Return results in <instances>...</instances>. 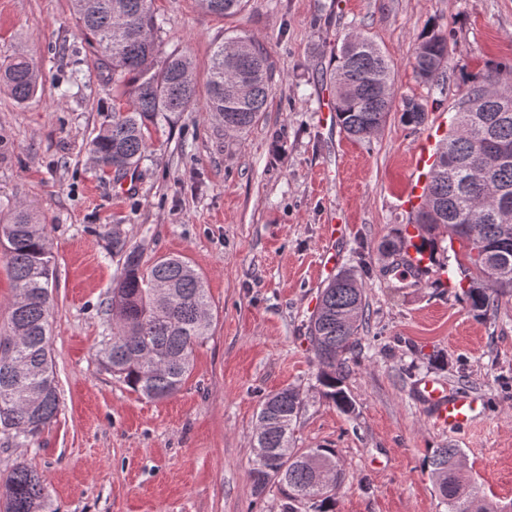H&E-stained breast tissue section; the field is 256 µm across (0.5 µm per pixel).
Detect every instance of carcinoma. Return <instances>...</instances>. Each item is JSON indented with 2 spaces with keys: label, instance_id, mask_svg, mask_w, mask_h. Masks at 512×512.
<instances>
[{
  "label": "carcinoma",
  "instance_id": "1",
  "mask_svg": "<svg viewBox=\"0 0 512 512\" xmlns=\"http://www.w3.org/2000/svg\"><path fill=\"white\" fill-rule=\"evenodd\" d=\"M207 13L239 12L245 0H198ZM71 11L99 65L131 102L112 103V122L92 141L90 152L101 171L120 182L138 171L150 149V127L168 122L194 105L193 62L182 50L165 48L162 21L153 0H71ZM330 80L336 85L335 111L342 129L366 140L386 123L393 108L390 62L364 35H347L337 53ZM419 79L444 90L448 41L436 31L414 51ZM41 74L24 53L0 60V89L19 104L32 99ZM272 75L258 41L247 35L224 39L213 51L208 80V112L224 130L242 133L265 111ZM512 66L495 64L468 86L459 105L474 107L476 117L456 112L439 141L424 202L414 217L420 248L434 254L438 237L448 231L459 242L473 272L459 283L471 310L479 316L512 295ZM428 119L423 105L406 103L402 120L415 128ZM407 236L401 232L384 243L392 258L386 272L404 266ZM112 251L123 255L122 272L112 288L111 341L101 350L107 369L133 392L150 400L175 395L190 375L197 344L211 335V303L201 276L179 256L149 265L138 249L112 236ZM0 258L16 293L9 304L5 337L18 339L13 360L17 372L0 361V432L27 444L55 419L59 399L50 350V279L52 253L40 219L17 205L0 224ZM365 307L364 291L354 269L340 272L323 288L307 324L317 381L323 398L344 413L355 410L345 388L348 354L358 345L356 322ZM304 400L294 387L262 399L251 436L254 490L270 484L283 488L282 512L311 504L314 512H333L332 491L320 484L325 474L341 475L333 448H298L294 431ZM459 448H435L426 459L433 485L448 512H512L509 502L484 503L480 487L462 471ZM4 512H46V479L17 465L0 481Z\"/></svg>",
  "mask_w": 512,
  "mask_h": 512
}]
</instances>
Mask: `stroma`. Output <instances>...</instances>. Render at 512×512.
Wrapping results in <instances>:
<instances>
[{
	"mask_svg": "<svg viewBox=\"0 0 512 512\" xmlns=\"http://www.w3.org/2000/svg\"><path fill=\"white\" fill-rule=\"evenodd\" d=\"M167 47L194 63L198 96L152 134L128 186L90 155L112 119L114 90L89 52L70 0H0V56L36 61V96L0 91V206L24 204L45 225L53 255L52 358L60 407L34 442L0 433V475L17 463L44 475L52 512H281L278 486L256 494L251 433L261 400L299 388L300 448L335 449L343 478L334 512H446L424 461L463 452L487 501L512 499V296L476 315L448 237L436 259L447 280L398 287L381 248L407 222L400 204L417 141L450 124L467 85L488 63L512 62V0H247L217 17L196 0H155ZM448 37L446 90L417 79L413 50L428 26ZM370 37L392 66L394 104L371 139L349 138L328 119L331 49L348 33ZM254 36L268 54L271 94L246 133L229 134L206 112L215 46ZM414 99L425 126L401 120ZM341 227L333 270H322L326 225ZM144 262L178 255L208 290L212 334L173 397H139L106 370V311L123 258L113 235ZM367 263L366 315L346 387L353 413L317 392L305 334L334 271ZM436 380L476 404L473 424L435 427L416 396Z\"/></svg>",
	"mask_w": 512,
	"mask_h": 512,
	"instance_id": "1",
	"label": "stroma"
}]
</instances>
